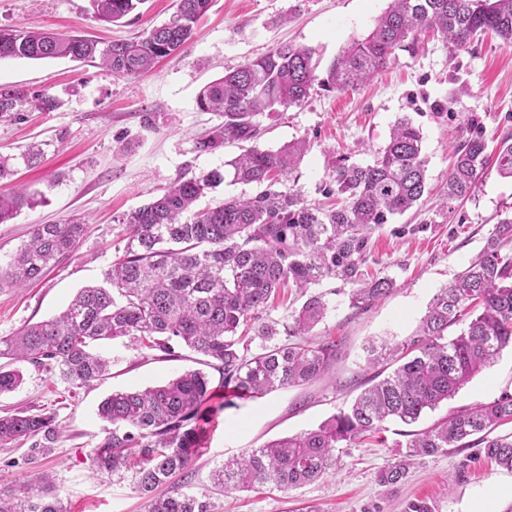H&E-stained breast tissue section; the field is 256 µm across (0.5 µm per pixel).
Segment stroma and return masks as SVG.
<instances>
[{"mask_svg": "<svg viewBox=\"0 0 512 512\" xmlns=\"http://www.w3.org/2000/svg\"><path fill=\"white\" fill-rule=\"evenodd\" d=\"M390 0H213L190 42L134 77H114L107 68L60 59H1L0 87L27 95H50V112L23 109L0 121V157L14 173L0 191L16 185L34 192L38 203L0 224V263L30 237L36 224L80 218L86 231L78 246L43 279L25 289L0 286V336L60 312L79 288L99 284L121 238L119 219L156 198L179 178L223 169L239 153L225 145L202 152L197 141L222 122L201 111L197 97L209 82L279 45L315 49L322 66L364 36ZM174 0H146L121 23L99 22L89 0H0V26L47 29L109 42L129 39L167 20ZM409 117L419 127L430 188L418 205L370 237L363 266L386 277L394 291L366 310L350 308V287L323 280L329 310L316 336L341 343L328 375L302 386L241 401L211 412L206 446L191 468L194 490L209 487L225 458L263 443L317 427L347 409L367 377V349L405 341L417 328L438 290L462 272L512 207V178L489 172L472 198L444 207L440 192L456 135L482 131L489 147L512 133V47L494 35L457 50L441 37L426 36L412 53L397 52L368 84L340 92L313 91L301 105L260 117L265 149L303 139L308 143L296 171L306 204L325 203L333 156L347 152L361 166L372 164L389 141L393 123ZM40 154L26 165L25 151ZM112 360L104 379L73 387L56 369L21 365L23 382L0 395V411L31 407L54 413L61 429L49 455L29 445L0 448V487H19L48 470L67 512H143L128 481L93 475L89 455L103 436L101 401L116 390L159 385L195 368L194 355H158L126 338L101 345ZM512 394V349L477 373L453 398L425 412L423 430L449 412ZM408 425L392 420L382 445L360 443L342 465L315 483L281 492L255 489L219 493L215 512H402L407 501H427L434 512H470L489 497V512L512 506V471L488 462L478 448L411 465L403 481L384 486L378 475L397 458Z\"/></svg>", "mask_w": 512, "mask_h": 512, "instance_id": "35a3bbf8", "label": "stroma"}]
</instances>
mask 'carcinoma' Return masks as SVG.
Returning <instances> with one entry per match:
<instances>
[{
  "instance_id": "carcinoma-1",
  "label": "carcinoma",
  "mask_w": 512,
  "mask_h": 512,
  "mask_svg": "<svg viewBox=\"0 0 512 512\" xmlns=\"http://www.w3.org/2000/svg\"><path fill=\"white\" fill-rule=\"evenodd\" d=\"M95 18L118 23L145 0H90ZM213 0H176L169 19L132 40L105 46L95 40L49 30L0 27V59L69 57L100 60L117 77L144 74L161 58L185 45ZM492 32L512 44V0H391L388 10L362 38L353 41L317 73L315 49L281 45L210 82L200 92L203 112L224 123L197 141L212 152L226 144L249 147L227 162L228 173L213 170L181 178L147 205L123 215L122 254L104 272L102 283L80 289L58 315L27 324L0 337V394L22 383L16 362L51 365L72 386L98 380L110 361L94 351L95 342L127 337L164 354L180 344L219 373L223 407L254 400L325 376L336 363L338 344L315 343L313 330L329 306L311 288L339 278L352 285L349 305L365 310L387 295V278L367 279L361 271L370 234L411 209L428 190L427 160L419 128L403 116L389 143L365 167L350 157H334L329 191L341 198L333 209L307 206L292 182L307 144L300 140L277 150L256 145L257 117H271L309 98L311 91H342L362 86L385 67L396 51H416L432 33L458 50ZM30 105L41 112L54 100L0 90V120ZM512 178V137L487 152L480 132L459 140L444 190V203L475 195L489 168ZM255 183L263 190L195 209L206 191L224 181ZM35 195L20 188L0 193V223L35 205ZM83 233L75 220L35 224L28 242L0 265V284L21 288L38 280L53 263L72 252ZM512 216L496 226L485 248L469 266L433 297L415 334L389 348L370 350L366 366L394 364L376 374L346 412L317 428L275 439L227 458L211 475L218 491L274 487L288 491L313 483L336 468L358 440L384 431L390 418L411 425L426 410L454 396L501 351L512 346ZM306 295L284 326L264 317L268 304L286 285ZM459 333L448 337V329ZM258 342L257 350L251 343ZM217 395L201 369L186 370L166 383L142 390L117 391L99 405L108 423L90 454L98 477L129 481L143 500L144 512H214L212 496L159 488L190 470L204 449L203 405ZM512 421V395L448 414L421 432L407 433L404 451L384 469L380 483L400 482L411 464L466 448L475 442L484 456L512 470V435L493 432ZM60 433L55 415L16 409L0 415V448L33 441L45 455ZM0 512H67L57 499L53 477L34 474L19 489H0Z\"/></svg>"
}]
</instances>
